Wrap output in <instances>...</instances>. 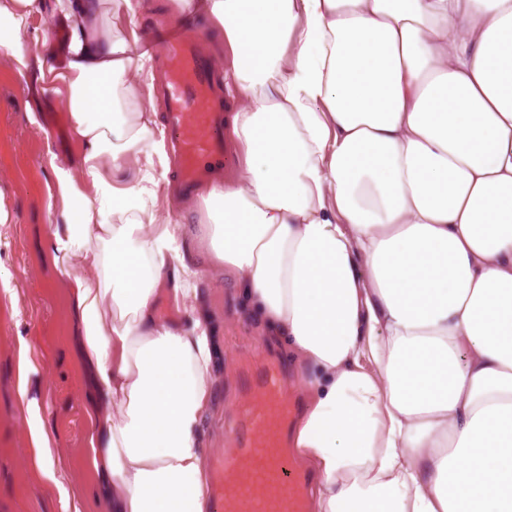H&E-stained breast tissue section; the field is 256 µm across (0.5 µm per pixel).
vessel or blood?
<instances>
[{
  "label": "vessel or blood",
  "instance_id": "obj_1",
  "mask_svg": "<svg viewBox=\"0 0 512 512\" xmlns=\"http://www.w3.org/2000/svg\"><path fill=\"white\" fill-rule=\"evenodd\" d=\"M143 49L166 61V126L186 182L195 186L208 165L224 162L212 64L177 26L147 39ZM287 386V376L274 363L245 378L250 401L237 414L228 448L213 463V494L222 512H307L312 475L289 452Z\"/></svg>",
  "mask_w": 512,
  "mask_h": 512
}]
</instances>
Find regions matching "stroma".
Instances as JSON below:
<instances>
[{
	"instance_id": "obj_1",
	"label": "stroma",
	"mask_w": 512,
	"mask_h": 512,
	"mask_svg": "<svg viewBox=\"0 0 512 512\" xmlns=\"http://www.w3.org/2000/svg\"><path fill=\"white\" fill-rule=\"evenodd\" d=\"M0 44V512H61L70 500L80 512H107L92 493L85 464L91 387L78 355L68 280L47 249L61 202L50 195V156L76 159L63 93L42 87L11 66ZM200 303L217 347L216 398L202 429L209 456L223 454L226 424L243 404V372L269 360L289 384L298 372L284 347L268 339L234 299L223 272L204 270ZM38 399L48 432L55 480L41 475L29 435L21 384Z\"/></svg>"
}]
</instances>
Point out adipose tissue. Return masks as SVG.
Here are the masks:
<instances>
[{
	"mask_svg": "<svg viewBox=\"0 0 512 512\" xmlns=\"http://www.w3.org/2000/svg\"><path fill=\"white\" fill-rule=\"evenodd\" d=\"M10 0L11 64L62 87L77 160L53 164L98 409L87 460L109 512H209L210 318L136 53L142 0ZM230 57L240 176L198 238L283 339L307 399L293 443L313 512H512V0H180ZM60 18L53 59L30 26ZM167 300L174 318L157 314Z\"/></svg>",
	"mask_w": 512,
	"mask_h": 512,
	"instance_id": "1",
	"label": "adipose tissue"
}]
</instances>
